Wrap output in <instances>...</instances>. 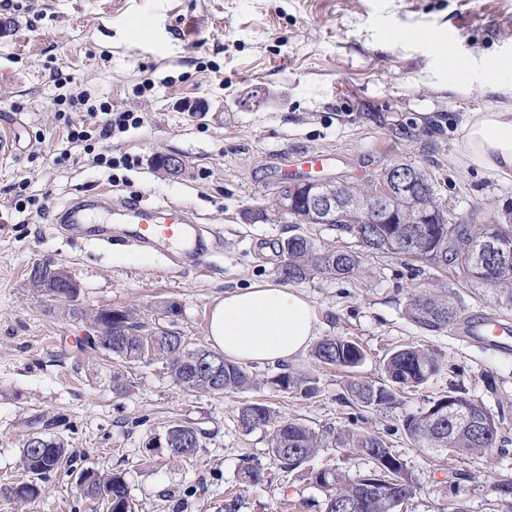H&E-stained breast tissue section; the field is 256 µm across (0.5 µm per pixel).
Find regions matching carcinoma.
<instances>
[{"label": "carcinoma", "mask_w": 512, "mask_h": 512, "mask_svg": "<svg viewBox=\"0 0 512 512\" xmlns=\"http://www.w3.org/2000/svg\"><path fill=\"white\" fill-rule=\"evenodd\" d=\"M419 177L429 184L425 192H402L392 185L391 168H386L377 180L378 187L358 190L342 186L343 200L336 222L331 224L339 236L358 239L369 253L409 257L440 268H452L463 283L481 284L495 290V300L504 308H512V224H472L470 219L449 221L437 197L431 176L418 169ZM383 194L387 208L398 222L370 224L367 208L374 195ZM428 216L421 249H408L415 240L420 225L419 216ZM282 260L278 267L281 279L300 281L314 274L348 277L360 271L362 257L341 249L320 250L308 237L296 234L281 245ZM56 304L68 315L100 320L96 311L88 314L76 304L58 299ZM405 314L427 332L438 333L460 323L462 310L448 296L429 289L412 294ZM112 344L101 350L123 362L149 363L166 361L176 384L185 391L224 394L243 391L255 384V379L242 366L224 361V384L211 382L201 364L210 363L216 353L196 348L178 358H169L176 350L177 335L168 328H147L128 311L114 320ZM312 357L320 364L355 370L364 360V349L346 337H327L319 341ZM442 369L439 354L428 348L408 344L391 353L383 362L382 377L365 381L356 377L348 384L352 400L365 408H388L396 405L398 391L417 388L438 376ZM271 383L284 391L299 390L307 395L316 390V379L303 371L283 369L271 378ZM239 428L249 433L261 427H271L270 452L289 472L303 471L310 483L325 493L324 512H398L403 501L414 493L413 481L405 464L385 438L372 432L339 428L320 433L297 419L275 416L261 403H246L237 414ZM405 437L415 448H428L439 453L471 457L495 448L498 444L500 421L461 387H450L442 395L428 401V407L407 414L401 424ZM206 432L192 423H173L166 436L172 443L170 455L187 458L196 455L203 446ZM346 448L356 456L373 461L374 468L355 481L349 480L336 468L305 469L306 464L323 448ZM70 457L61 441L34 436L22 447V466L30 479L9 486V499L27 500L41 494L38 480L46 475L69 468ZM84 483L85 498L103 502L107 512H135L128 487L117 474L102 475L85 469L78 474Z\"/></svg>", "instance_id": "cac0c4a2"}]
</instances>
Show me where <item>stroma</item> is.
I'll use <instances>...</instances> for the list:
<instances>
[{"mask_svg":"<svg viewBox=\"0 0 512 512\" xmlns=\"http://www.w3.org/2000/svg\"><path fill=\"white\" fill-rule=\"evenodd\" d=\"M502 60L512 61V0H0V132L16 142L14 158L0 163V512H106L76 491L74 474L87 468L122 475L135 512H224L231 499L236 512H322L323 492L270 454V428L239 429L238 409L249 402L318 430L352 423L386 437L415 487L402 512H451L457 500L465 512H505L495 487L512 481V353L455 327L423 331L405 314L408 296L427 287L448 292L470 318L512 326V309L497 306L487 287L385 254L365 256L348 278L296 282L316 309L318 338L349 337L366 353L352 375L308 353L289 361L317 379L307 396L272 384L277 364L248 365L257 387L224 395L182 390L162 360L117 366L93 350L87 317H70L29 283L33 265L53 259L79 282L86 313L132 310L147 326L174 328L189 347L209 346L213 304L279 283V247L289 237L360 249L324 224L247 220L280 191L273 171L300 168L306 150L333 154L322 179L365 190L386 167L408 163L430 173L449 214L476 224L512 219V177L478 168L463 149L469 119L512 101V83L485 82ZM147 77L154 88L142 87ZM76 88L91 104L142 114L141 128L103 143L113 156L137 158L124 181L111 182L79 150L62 157L68 124L83 118L62 100ZM191 102L206 111H187ZM161 155L180 157L182 170L164 174L155 166ZM23 176L28 193L44 198V214L13 209ZM102 188L116 200L185 204L221 230L222 254L173 270L160 253L54 230L69 199ZM411 342L453 371L389 408L346 403L350 377L380 379L387 353ZM456 385L504 413L501 447L464 460L406 440L403 416ZM184 421L207 433L196 456L176 461L151 447ZM33 432L64 442L71 469L43 478L37 499H8L4 488L26 478L21 448ZM248 463L262 481L246 487L239 476Z\"/></svg>","mask_w":512,"mask_h":512,"instance_id":"1","label":"stroma"}]
</instances>
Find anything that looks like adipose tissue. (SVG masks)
<instances>
[{"mask_svg": "<svg viewBox=\"0 0 512 512\" xmlns=\"http://www.w3.org/2000/svg\"><path fill=\"white\" fill-rule=\"evenodd\" d=\"M463 145L475 166L512 176V105L474 117L465 126ZM317 329V314L308 298L274 284L225 294L209 318L213 348L241 365L292 360L306 352Z\"/></svg>", "mask_w": 512, "mask_h": 512, "instance_id": "1", "label": "adipose tissue"}]
</instances>
